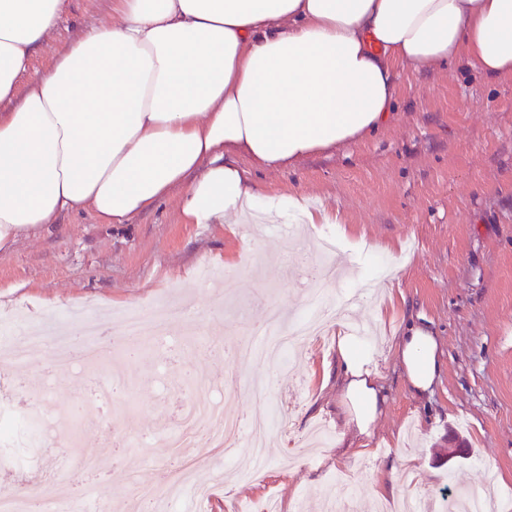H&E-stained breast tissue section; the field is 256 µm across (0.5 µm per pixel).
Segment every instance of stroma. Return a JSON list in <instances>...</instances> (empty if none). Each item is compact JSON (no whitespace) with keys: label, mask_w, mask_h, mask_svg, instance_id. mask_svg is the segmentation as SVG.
<instances>
[{"label":"stroma","mask_w":512,"mask_h":512,"mask_svg":"<svg viewBox=\"0 0 512 512\" xmlns=\"http://www.w3.org/2000/svg\"><path fill=\"white\" fill-rule=\"evenodd\" d=\"M112 0H71L57 33L38 48L33 71L47 69L85 29L110 22ZM400 97L382 130L282 170L248 167L273 196L304 197L311 210L336 213L340 224L301 236L285 216L244 239L238 224H187L177 196L123 224L89 212L61 216L0 251V312L49 310L65 316L93 304L107 311L193 303L176 324L174 353L131 357L113 345L110 365L57 373L49 405L76 423L75 438L54 433L44 449L0 446V489L11 466H27L23 493L57 504L60 498H103L115 512H133L142 488H167L168 441L180 425L177 406L204 383L223 388L234 378L230 414L276 409L285 429L272 434L260 475L225 499L230 468L222 460L198 470L214 496L205 510L183 500L181 512H240L275 497L281 512H322L326 496L359 491L358 512H391L399 496L415 494L434 507L452 505L464 490L485 488L489 512H512V77L487 81L464 63L400 72ZM374 244L356 265L373 278L396 274L397 285L362 303L373 355L388 396L366 450L336 455L345 428L336 417V329L301 343L288 369L277 363L227 360L222 348L246 340L268 310L286 321L305 311L292 240L312 259L338 234ZM437 335L442 369L433 392L416 402L389 349L408 322ZM123 371L126 389L110 396V428L95 412L92 385ZM269 393L255 396L253 380ZM458 436L469 455L448 459ZM67 466L56 469L58 459ZM393 486L380 499L376 487Z\"/></svg>","instance_id":"1"}]
</instances>
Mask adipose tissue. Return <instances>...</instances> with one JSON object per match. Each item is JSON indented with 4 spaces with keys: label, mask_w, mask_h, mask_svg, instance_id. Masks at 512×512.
Returning <instances> with one entry per match:
<instances>
[{
    "label": "adipose tissue",
    "mask_w": 512,
    "mask_h": 512,
    "mask_svg": "<svg viewBox=\"0 0 512 512\" xmlns=\"http://www.w3.org/2000/svg\"><path fill=\"white\" fill-rule=\"evenodd\" d=\"M68 0H0V250L89 209L121 224L179 192L190 224H267L279 209L241 158L276 170L383 128L397 68L512 76V0H113L31 72ZM336 405L371 436L386 396L342 332ZM394 357L415 398L440 371L413 324Z\"/></svg>",
    "instance_id": "obj_1"
}]
</instances>
